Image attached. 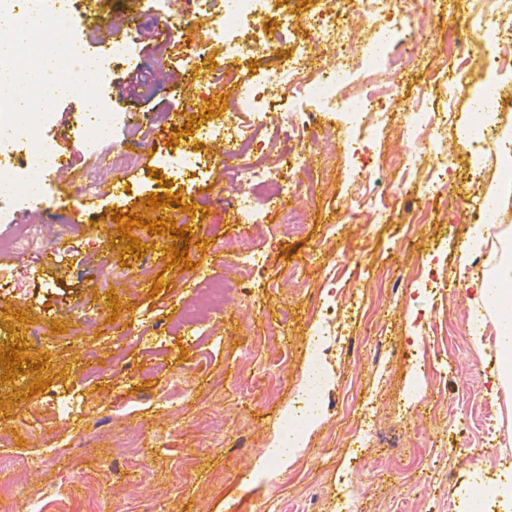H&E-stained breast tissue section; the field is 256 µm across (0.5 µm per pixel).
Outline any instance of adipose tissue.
Instances as JSON below:
<instances>
[{
    "label": "adipose tissue",
    "instance_id": "obj_1",
    "mask_svg": "<svg viewBox=\"0 0 512 512\" xmlns=\"http://www.w3.org/2000/svg\"><path fill=\"white\" fill-rule=\"evenodd\" d=\"M41 0H29L26 12L0 7V57L11 58L27 52L29 44L47 45V52L33 56L26 80L35 96L51 103L59 96L72 93L69 70L61 58L52 53V46L66 42L62 29L43 26L40 22ZM476 300L483 310L493 315L496 330V355L501 360L499 379L512 384V255L498 254L492 274L474 285ZM288 429L273 445L266 449L255 463L256 472L262 473L275 463L292 458L297 448L303 447L306 432L316 422L315 413L302 414L289 409L285 412Z\"/></svg>",
    "mask_w": 512,
    "mask_h": 512
}]
</instances>
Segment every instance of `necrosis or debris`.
<instances>
[{"instance_id": "necrosis-or-debris-1", "label": "necrosis or debris", "mask_w": 512, "mask_h": 512, "mask_svg": "<svg viewBox=\"0 0 512 512\" xmlns=\"http://www.w3.org/2000/svg\"><path fill=\"white\" fill-rule=\"evenodd\" d=\"M194 16L204 22L203 37L197 51L186 57L189 73L199 75L201 80L214 82L220 79L225 55H233L249 64L267 55H275L276 67L265 70L260 79L244 81L230 108L225 110L217 124L212 125L211 135L224 140V208L233 212L238 223L248 225L250 232L237 241L224 242L225 252L235 248L253 249L255 236L263 218L257 202L266 206H277L287 202L293 188L298 184V174L313 177L308 164L297 161L290 149H283L275 166H268L265 143L258 139L257 132L266 126H274L277 133L286 138L304 139L314 133L322 117L342 112L350 127L375 131L387 125L385 93L397 90L402 72L401 61H412L424 36L415 28L400 23L401 15L407 14L410 6H426L431 0H357L363 10L379 26L367 39H359L345 26L344 0L336 7L321 9L309 7L304 24L299 25L301 36L293 51L280 52L273 39L257 37L261 16L268 9L269 0H224V12L220 21H212L215 0H193ZM480 9L472 11L463 23L465 34L457 43L456 51L442 68L462 74L473 63L471 51L473 39H481L490 48L491 71L502 78H512V0H481ZM322 42L327 51L336 57L334 70H326L321 57H310L307 44ZM222 43V51L211 48L212 42ZM69 56L70 79L79 82L82 71L95 68L105 72L115 69L131 54L126 42H116L97 57L83 55L77 44L66 46ZM360 55L366 79L359 89H352L350 76L352 55ZM290 93L296 100V108L285 112L270 113L268 107L281 93ZM252 115V124H243L244 115ZM10 126L4 132L13 146H24L25 160L22 166L11 162H0V182L8 185L0 192V199L10 200L24 197L35 201L39 198L37 180L54 165L55 158L50 145L40 136L44 113L31 112L9 115ZM451 122L450 113L415 112L400 128V136L409 139L411 152L400 166L411 170L425 155H432L433 168L438 175L449 173L451 166L447 158L437 152V146ZM368 144L348 146L352 157L348 174L363 194L379 200L381 209H388L394 197L388 174L383 167L371 169L357 164L356 156L367 153ZM248 181L250 190L237 192L241 181Z\"/></svg>"}]
</instances>
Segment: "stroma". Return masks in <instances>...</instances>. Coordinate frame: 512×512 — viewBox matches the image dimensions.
Listing matches in <instances>:
<instances>
[{"label":"stroma","mask_w":512,"mask_h":512,"mask_svg":"<svg viewBox=\"0 0 512 512\" xmlns=\"http://www.w3.org/2000/svg\"><path fill=\"white\" fill-rule=\"evenodd\" d=\"M441 0L417 11L413 23L429 38L427 53L403 72L389 110L403 120L421 98L436 111L454 109L455 129L441 150L452 155L453 174L436 200L414 195L432 165L419 171L392 169L400 192L392 211L377 224L343 220L360 198L345 176L346 127L332 119L318 129L305 157L313 167L332 159L324 183L305 184L289 208L307 226L305 235L285 234L284 213L265 218L261 249L266 257L251 278L239 281L225 301L211 307L208 322L193 332L160 327L174 317L193 288L181 266L164 260L173 240L133 229L147 245L145 256L127 252L118 239L115 209L186 221L194 237L214 243L238 235L236 224L214 196L223 168L193 186L160 184L149 173L170 142L216 143L178 133L169 115L190 99L217 98V87L200 89L185 80V58L200 30L177 36L179 17L192 0H93L81 34L88 51L103 35L130 42L134 54L117 73L96 83L108 112L125 113L116 143L138 159L123 200L112 186L83 199L84 223L66 221L45 182L43 204L23 198L0 205V264L14 272L19 288L0 295V351L26 346V358L43 361L38 372L0 377V458L13 466L0 472V512H336L344 479L356 475L353 512H469L468 493L512 477V388L497 381L495 333L490 314L480 313L459 265V247L474 222L463 201L471 194L474 153L458 143L469 123L475 94L492 77L475 68L463 78L456 102L448 89L431 85L433 57L454 50L458 31ZM123 21L111 24L110 18ZM81 96L52 102L43 138L63 150L77 174L94 163V148L79 122ZM178 193L180 206H144L147 197ZM37 224L43 245L17 252L8 241L14 223ZM341 253L331 269L329 252ZM336 281L344 341L333 346L318 371L325 385L319 419L282 475L262 480L256 460L284 430V411L307 404L303 392L313 356L310 344L322 318L316 298L327 279ZM120 312H113L112 301ZM116 317L123 327L114 334ZM461 337L447 357L431 358L441 381L428 386L411 371L402 352L417 340L433 343L434 330ZM49 386L31 394L35 380ZM477 396L462 402V380ZM69 396L81 411L68 423L55 420L56 402ZM417 403L407 412L408 403ZM482 449L471 458L465 442Z\"/></svg>","instance_id":"obj_1"}]
</instances>
